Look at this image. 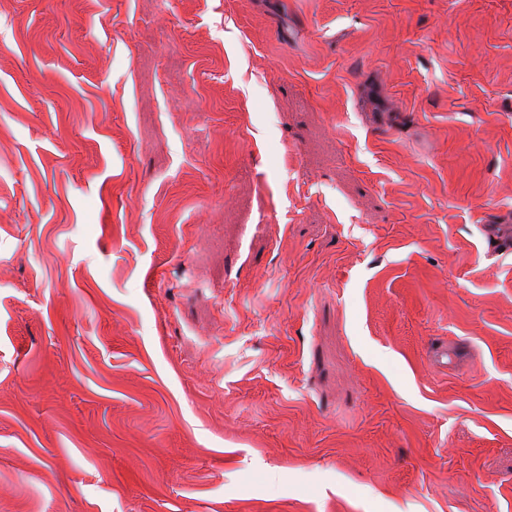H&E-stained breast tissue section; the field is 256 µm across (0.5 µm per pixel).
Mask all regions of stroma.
<instances>
[{
	"instance_id": "1",
	"label": "stroma",
	"mask_w": 512,
	"mask_h": 512,
	"mask_svg": "<svg viewBox=\"0 0 512 512\" xmlns=\"http://www.w3.org/2000/svg\"><path fill=\"white\" fill-rule=\"evenodd\" d=\"M512 0H0V512H512Z\"/></svg>"
}]
</instances>
